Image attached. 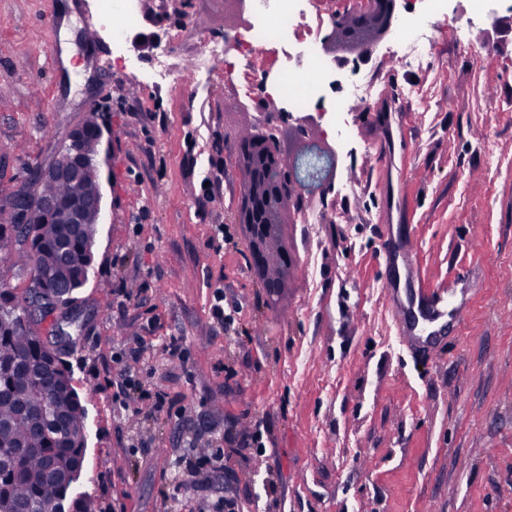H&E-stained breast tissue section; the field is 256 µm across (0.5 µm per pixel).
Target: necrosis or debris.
I'll use <instances>...</instances> for the list:
<instances>
[{
    "label": "necrosis or debris",
    "mask_w": 512,
    "mask_h": 512,
    "mask_svg": "<svg viewBox=\"0 0 512 512\" xmlns=\"http://www.w3.org/2000/svg\"><path fill=\"white\" fill-rule=\"evenodd\" d=\"M421 12L405 11L397 28L399 51L396 63L405 68L421 67L434 49L436 36L418 31V17L434 22L469 19L491 20L512 8V0H422ZM253 15L250 27L228 33L225 39L208 41L199 54L194 71L210 76L216 66H223L225 79L236 82L249 108H257L265 97L267 83H274L279 98L289 111L317 109L329 113L338 135H347L343 118L352 108L371 110L379 90V79L364 74L351 84H344L340 72L332 69L320 53L321 31L317 25L318 0H248ZM233 42L234 52H226V42ZM269 50L278 65L275 80H268L255 69L258 51Z\"/></svg>",
    "instance_id": "1"
}]
</instances>
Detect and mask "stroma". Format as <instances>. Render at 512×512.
I'll use <instances>...</instances> for the list:
<instances>
[{"label": "stroma", "instance_id": "35a3bbf8", "mask_svg": "<svg viewBox=\"0 0 512 512\" xmlns=\"http://www.w3.org/2000/svg\"><path fill=\"white\" fill-rule=\"evenodd\" d=\"M136 9L117 45L100 0H0V198L88 116L109 141L95 259L65 357L87 414L77 492L96 512H212L224 499L234 512H512V59L457 52L443 24L415 73L385 51L366 62L432 90L426 124L406 116L407 218L384 210L391 170L368 152L383 133L361 113L336 177L357 191L325 204L344 221L289 225L312 264L270 304L243 236L219 251L211 241L237 196L233 136L251 114L223 69L190 102L158 89L150 67L169 41L171 69L190 79L206 41L224 35V0H186L178 17L171 0ZM120 56L141 64L121 68ZM206 177L222 191L203 197ZM399 231L421 282L459 275L473 288L463 326L425 352L401 341L383 288L397 271L379 248ZM219 284L238 306L225 325L210 310ZM173 337L185 360L166 352ZM129 348L142 388L167 393L170 412L120 411L114 354ZM242 432L260 447L240 446ZM219 445L205 488L179 487V460Z\"/></svg>", "mask_w": 512, "mask_h": 512}]
</instances>
